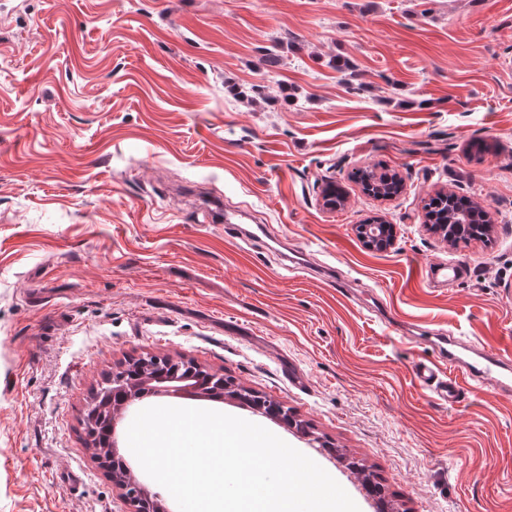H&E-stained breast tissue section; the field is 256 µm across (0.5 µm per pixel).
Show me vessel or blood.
Segmentation results:
<instances>
[{"mask_svg":"<svg viewBox=\"0 0 512 512\" xmlns=\"http://www.w3.org/2000/svg\"><path fill=\"white\" fill-rule=\"evenodd\" d=\"M438 351L439 363L417 362L413 368L415 383L430 391L443 404H453L461 393L458 377H466L477 388L494 387L500 393L512 395V359L495 348L454 335L431 337Z\"/></svg>","mask_w":512,"mask_h":512,"instance_id":"vessel-or-blood-1","label":"vessel or blood"}]
</instances>
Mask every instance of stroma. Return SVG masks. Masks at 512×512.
<instances>
[{
	"label": "stroma",
	"instance_id": "stroma-1",
	"mask_svg": "<svg viewBox=\"0 0 512 512\" xmlns=\"http://www.w3.org/2000/svg\"><path fill=\"white\" fill-rule=\"evenodd\" d=\"M378 164L399 195L351 180ZM446 189L487 205L489 242L427 233ZM375 216L390 250L357 234ZM300 251L332 276H287ZM443 330L512 346V0H0V512H132L84 415L146 353L279 402L341 456L228 396L142 407L262 425L360 512L350 458L396 512H512V398L448 406L412 380ZM362 240L365 246L375 251H385L394 246L397 237L395 224H386L379 218L377 224H369L364 228Z\"/></svg>",
	"mask_w": 512,
	"mask_h": 512
}]
</instances>
